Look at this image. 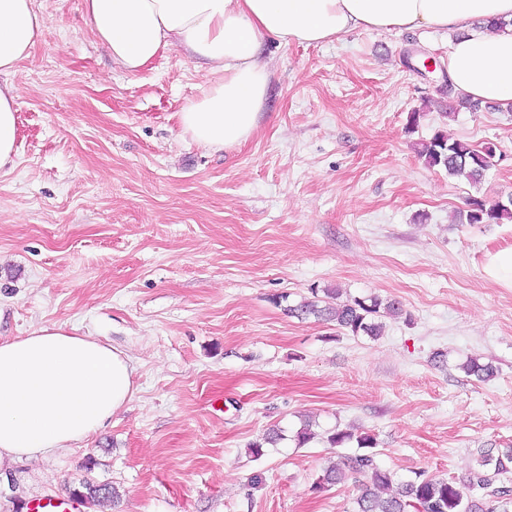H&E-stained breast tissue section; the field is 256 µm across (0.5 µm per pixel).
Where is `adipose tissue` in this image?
<instances>
[{"mask_svg": "<svg viewBox=\"0 0 512 512\" xmlns=\"http://www.w3.org/2000/svg\"><path fill=\"white\" fill-rule=\"evenodd\" d=\"M100 46L135 74L176 49L213 79L179 112L183 133L221 151L246 142L268 96L265 36L325 44L361 29H442L447 75L466 97L512 102V0H84ZM46 19L35 0H0V172L17 159V98L9 77ZM128 354L63 329L0 342V465L86 440L133 394Z\"/></svg>", "mask_w": 512, "mask_h": 512, "instance_id": "1", "label": "adipose tissue"}]
</instances>
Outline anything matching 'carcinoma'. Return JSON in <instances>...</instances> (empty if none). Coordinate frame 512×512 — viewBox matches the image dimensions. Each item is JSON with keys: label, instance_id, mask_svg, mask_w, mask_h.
I'll return each instance as SVG.
<instances>
[{"label": "carcinoma", "instance_id": "cac0c4a2", "mask_svg": "<svg viewBox=\"0 0 512 512\" xmlns=\"http://www.w3.org/2000/svg\"><path fill=\"white\" fill-rule=\"evenodd\" d=\"M495 155L496 148L490 142L473 146L452 140L440 132L422 143L418 151L425 165L442 167L448 174L462 177L472 185L481 182ZM466 204L469 224H500L504 220H512V199L505 204L470 197ZM324 294L325 299L322 300L314 290L312 297L296 305H288L284 311L301 320L310 317L330 320L348 335L371 338L381 335V318L402 314V308L395 300L353 298L332 304L330 300L338 298V292L326 290ZM460 369L479 381H487L496 374L493 365L473 357L461 364ZM280 439L281 434L271 429L250 445V452L259 457L265 446L274 445ZM352 440L356 441L359 452L325 468L314 483L313 491H327L345 479L353 480L359 489L353 512H509L512 508V481L507 478V474L512 473L511 447L497 451L492 448L480 450L468 475L458 482L417 472L414 478L401 483L391 493L389 489L393 486L394 475L378 463L374 452L376 439L372 435L336 429L328 436L333 447ZM69 493L91 506L119 499L116 487L99 485L89 479L69 489ZM487 497L492 498L495 505L485 506Z\"/></svg>", "mask_w": 512, "mask_h": 512}]
</instances>
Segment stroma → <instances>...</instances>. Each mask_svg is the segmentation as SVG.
<instances>
[{
  "mask_svg": "<svg viewBox=\"0 0 512 512\" xmlns=\"http://www.w3.org/2000/svg\"><path fill=\"white\" fill-rule=\"evenodd\" d=\"M47 16L10 80L18 157L0 173V342L60 327L125 351L132 399L87 440L0 467V512L89 478L119 506L77 512H351L353 482L316 493L377 440L396 481L458 478L512 447V290L484 273L512 222L469 224V196L512 195V108L448 116V35L359 29L323 45L266 43V110L227 151L185 135L212 80L178 52L113 65L83 0ZM418 120H411V113ZM496 156L480 184L418 157L436 131ZM401 302L381 336L288 316L312 290ZM496 369L480 382L460 365ZM311 418L315 439L295 433ZM278 445L252 458L269 428ZM263 473L260 487L250 485Z\"/></svg>",
  "mask_w": 512,
  "mask_h": 512,
  "instance_id": "obj_1",
  "label": "stroma"
}]
</instances>
